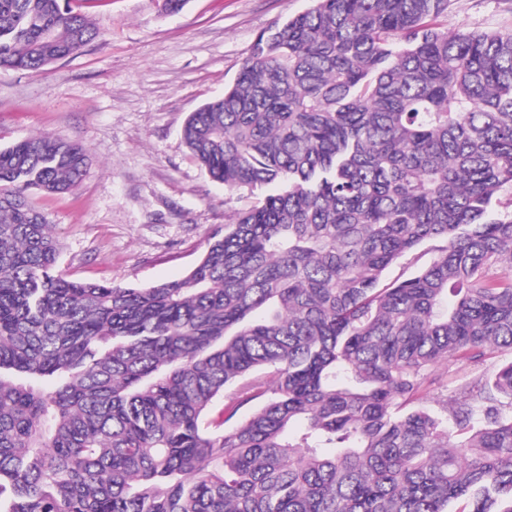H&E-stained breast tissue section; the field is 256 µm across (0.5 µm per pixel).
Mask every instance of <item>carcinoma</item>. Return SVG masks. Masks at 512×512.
I'll return each mask as SVG.
<instances>
[{
	"instance_id": "1",
	"label": "carcinoma",
	"mask_w": 512,
	"mask_h": 512,
	"mask_svg": "<svg viewBox=\"0 0 512 512\" xmlns=\"http://www.w3.org/2000/svg\"><path fill=\"white\" fill-rule=\"evenodd\" d=\"M448 2L311 0L256 37L182 136L262 193L179 280L55 275L28 193L87 151L0 146V512H512V33L450 34ZM97 36L0 0V68ZM496 360L492 359L483 367H474L461 361H451L434 368L432 373L439 380V384L432 385L423 391L416 404L435 407L439 398L449 395L450 390L462 380L471 378L482 371L491 372Z\"/></svg>"
}]
</instances>
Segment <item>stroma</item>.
I'll list each match as a JSON object with an SVG mask.
<instances>
[{"mask_svg": "<svg viewBox=\"0 0 512 512\" xmlns=\"http://www.w3.org/2000/svg\"><path fill=\"white\" fill-rule=\"evenodd\" d=\"M310 0H188L176 15L162 0H70L98 31L79 54L39 70L0 69V145L42 135L83 145L87 171L68 194L32 193L61 245L56 271L134 286L184 276L212 231L243 207L227 198L181 138L191 112L222 96L257 35L306 10ZM449 32L512 30V0H450ZM477 367L433 370L424 406Z\"/></svg>", "mask_w": 512, "mask_h": 512, "instance_id": "35a3bbf8", "label": "stroma"}]
</instances>
